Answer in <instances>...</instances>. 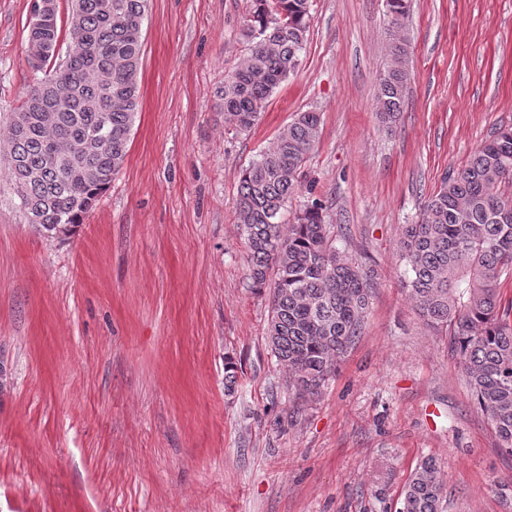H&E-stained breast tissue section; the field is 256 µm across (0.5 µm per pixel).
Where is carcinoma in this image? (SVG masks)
<instances>
[{
    "instance_id": "cac0c4a2",
    "label": "carcinoma",
    "mask_w": 512,
    "mask_h": 512,
    "mask_svg": "<svg viewBox=\"0 0 512 512\" xmlns=\"http://www.w3.org/2000/svg\"><path fill=\"white\" fill-rule=\"evenodd\" d=\"M28 26V61L41 73L7 122L0 151L27 223L70 235L85 223L119 173L138 110L149 0H60ZM249 53L224 75V123L251 129L274 91L296 69L307 42L310 0H249ZM391 65L376 94L390 127L405 108L411 0H386ZM321 117L300 112L273 145L242 170L237 210L248 279L270 289L267 338L299 395L316 396L359 338L368 315L371 271L336 246L326 207L313 201L293 224L281 211L319 140ZM399 252L408 290L427 325L448 333L468 388L501 448L512 454V127L496 129L466 165L445 174L404 224ZM433 457L423 459L397 512H443Z\"/></svg>"
}]
</instances>
